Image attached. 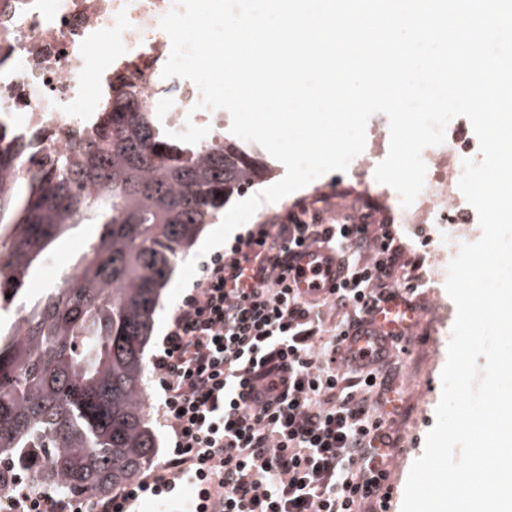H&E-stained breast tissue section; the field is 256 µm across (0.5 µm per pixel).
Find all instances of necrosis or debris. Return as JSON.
<instances>
[{"label":"necrosis or debris","instance_id":"1","mask_svg":"<svg viewBox=\"0 0 512 512\" xmlns=\"http://www.w3.org/2000/svg\"><path fill=\"white\" fill-rule=\"evenodd\" d=\"M176 7L177 0H11L8 15L0 16V30L11 33L9 43H0V124L22 133L76 129L131 87L168 129L181 130L189 119L222 131L223 110L197 109L194 83L162 76L171 43L159 23ZM104 39L111 40L112 53L99 59L90 48ZM479 157L476 135L456 117L444 143L423 151L425 185L411 207H403L390 186H372L389 223L435 227L432 270L418 283L428 298H437L449 262L476 234L478 217L458 182L464 159Z\"/></svg>","mask_w":512,"mask_h":512}]
</instances>
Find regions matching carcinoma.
I'll list each match as a JSON object with an SVG mask.
<instances>
[{"label": "carcinoma", "instance_id": "carcinoma-1", "mask_svg": "<svg viewBox=\"0 0 512 512\" xmlns=\"http://www.w3.org/2000/svg\"><path fill=\"white\" fill-rule=\"evenodd\" d=\"M76 135L73 155L43 148L23 175L37 146L0 126V461L35 489L97 498L154 459L145 349L174 265L270 169L227 135L167 137L128 96ZM79 224L99 233L56 288L26 302V280Z\"/></svg>", "mask_w": 512, "mask_h": 512}]
</instances>
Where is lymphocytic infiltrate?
<instances>
[{
    "label": "lymphocytic infiltrate",
    "mask_w": 512,
    "mask_h": 512,
    "mask_svg": "<svg viewBox=\"0 0 512 512\" xmlns=\"http://www.w3.org/2000/svg\"><path fill=\"white\" fill-rule=\"evenodd\" d=\"M325 240L346 278L311 300L288 284L287 258ZM420 268L390 225L327 223L309 204L238 234L204 265L153 358L160 458L92 512L168 503L185 485L187 512H389L398 370L383 350L358 357L345 343L382 303L412 299ZM328 310L339 313L331 327ZM0 512H70V502L5 465Z\"/></svg>",
    "instance_id": "lymphocytic-infiltrate-1"
}]
</instances>
